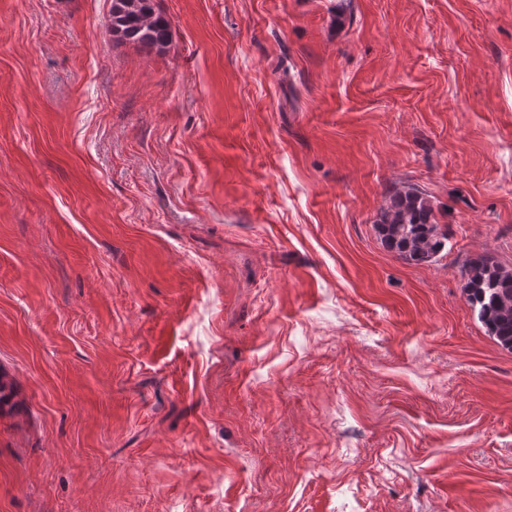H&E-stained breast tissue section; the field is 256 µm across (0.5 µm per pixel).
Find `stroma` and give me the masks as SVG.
<instances>
[{
    "mask_svg": "<svg viewBox=\"0 0 512 512\" xmlns=\"http://www.w3.org/2000/svg\"><path fill=\"white\" fill-rule=\"evenodd\" d=\"M156 3L0 0V512H512V0ZM128 1H137L130 7ZM112 35L121 41L137 42L165 50L171 42L170 22L155 10L154 0H112L109 15ZM383 246L416 265L429 263L448 240L426 195L416 187L395 190L375 224ZM464 292L488 335L512 351V268L500 266L489 254L467 260Z\"/></svg>",
    "mask_w": 512,
    "mask_h": 512,
    "instance_id": "35a3bbf8",
    "label": "stroma"
}]
</instances>
